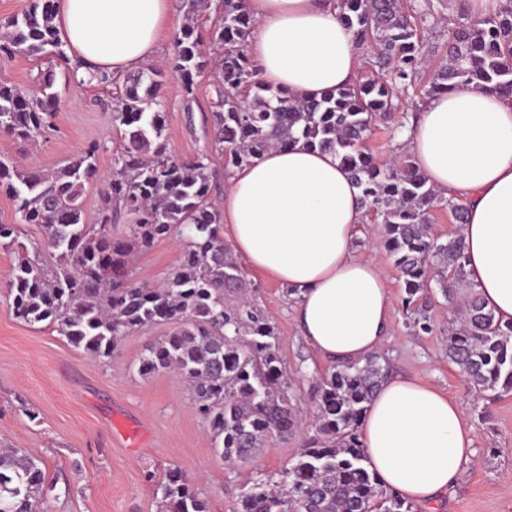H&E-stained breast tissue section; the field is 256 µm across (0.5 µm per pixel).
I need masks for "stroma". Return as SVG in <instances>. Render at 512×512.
Instances as JSON below:
<instances>
[{
  "label": "stroma",
  "mask_w": 512,
  "mask_h": 512,
  "mask_svg": "<svg viewBox=\"0 0 512 512\" xmlns=\"http://www.w3.org/2000/svg\"><path fill=\"white\" fill-rule=\"evenodd\" d=\"M48 59L0 58V84L23 91L36 88L50 70ZM215 68L195 78V98L186 102L181 79L168 73L159 91L165 105L167 152L180 161L210 153L209 179L215 204L224 201L225 169L211 135ZM57 112L37 141L0 133V158L53 171L90 142H98L97 166L112 172L124 141L112 118L120 85L102 87L57 79ZM383 230L366 220L355 241L358 258L376 261L388 285L394 311L390 336L380 350L389 374L416 377L448 394L464 410L476 455L462 480L442 493L434 512H512V394L476 392L445 354L448 326L457 315L438 288L420 292L432 328L413 330L403 310L401 273L383 247ZM182 246L173 237L134 250L123 281L162 284L179 265ZM15 250L0 247V443L24 449L43 462L54 490L39 512H158L148 474L176 469L208 503L210 512H231L240 488L250 479L277 478L299 454L313 429L282 440L266 439L250 461L233 466L216 451L211 433L194 410L187 380L175 370L150 376L137 372L147 347L170 334L155 324L124 336L111 358L94 360L71 347L54 328L30 326L13 316L4 294L17 263ZM244 286L273 319L276 351L289 391L304 409L333 362L322 358L299 335L294 301L285 288L252 272Z\"/></svg>",
  "instance_id": "stroma-1"
}]
</instances>
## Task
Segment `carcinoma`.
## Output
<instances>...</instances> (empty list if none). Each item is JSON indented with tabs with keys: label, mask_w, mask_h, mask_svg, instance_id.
Here are the masks:
<instances>
[{
	"label": "carcinoma",
	"mask_w": 512,
	"mask_h": 512,
	"mask_svg": "<svg viewBox=\"0 0 512 512\" xmlns=\"http://www.w3.org/2000/svg\"><path fill=\"white\" fill-rule=\"evenodd\" d=\"M467 2L448 30V62L422 83L421 51L439 17L433 0H338L340 17L368 50L374 75L314 99L273 91L257 79L244 51L254 25L244 0H220L210 38L220 52L212 135L224 147L227 169L298 141L336 155L361 189L367 213L383 225L385 249L403 277L405 307L413 328L423 332L431 329V319L427 310L411 308L417 294L434 285L450 300L455 289L469 286L461 238L434 235L432 211L444 205L462 225L466 206L443 198L412 156L377 160L366 141L377 121L401 132L408 123L402 99L410 95L424 101L471 86L512 102V0H498L482 17L473 16ZM54 19V0H31L28 10L8 21L0 57H50L63 66L68 82L112 84L109 74L77 76ZM176 41L174 70L190 101L194 76L211 59L195 26H183ZM164 78L153 68L126 78L113 113L125 145L105 179L96 143L52 174L0 159V187L12 195L20 223L38 225L56 258L44 264L33 246L34 255L22 256L15 266L7 298L17 320L56 326L93 359L112 356L121 337L136 330L176 325L172 335L147 349L138 372L182 374L221 457L244 463L267 438L297 431L299 401L284 387L270 317L248 301L224 303V289L242 287V269L224 254L223 218L210 201L209 156L185 163L166 151L158 100ZM55 82L51 72L31 92L0 85V132L40 137L56 112ZM99 183L107 200L123 202L134 215L124 240L107 231L110 209L99 226L85 222L81 198ZM172 235L183 243L182 259L162 286H125L113 278L134 248ZM446 353L476 391L512 393V321L486 309L473 289L460 325L448 329ZM387 373L379 357L369 356L325 374L315 399L316 434L278 480L243 484L232 512H418L368 469L361 443L368 405ZM46 488L40 460L20 448H0V512H37ZM156 492L163 512H210L175 469L165 471Z\"/></svg>",
	"instance_id": "1"
}]
</instances>
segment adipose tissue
Listing matches in <instances>:
<instances>
[{
  "mask_svg": "<svg viewBox=\"0 0 512 512\" xmlns=\"http://www.w3.org/2000/svg\"><path fill=\"white\" fill-rule=\"evenodd\" d=\"M245 49L271 89L318 96L351 84L361 65L336 0H247ZM170 0H55V25L79 75L122 74L151 62ZM401 140L431 184L464 199L468 279L482 303L512 320V106L471 87L429 99ZM224 236L248 267L287 288L301 336L334 362L385 343L394 312L378 265L355 256L361 191L335 155L297 143L232 168ZM381 482L426 505L475 456L463 409L412 378L386 380L361 428Z\"/></svg>",
  "mask_w": 512,
  "mask_h": 512,
  "instance_id": "ef3b65f1",
  "label": "adipose tissue"
}]
</instances>
